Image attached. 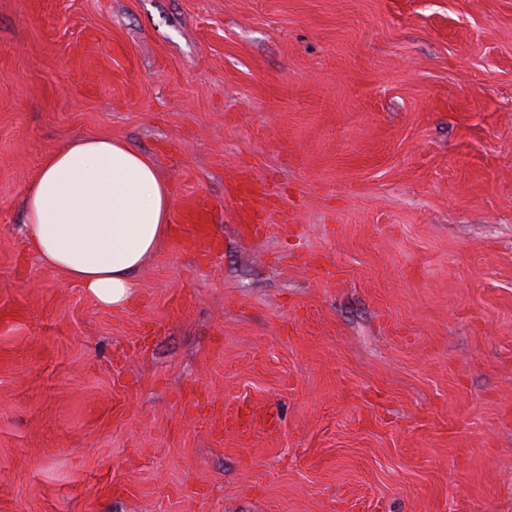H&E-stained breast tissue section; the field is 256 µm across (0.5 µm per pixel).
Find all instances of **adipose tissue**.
Returning <instances> with one entry per match:
<instances>
[{"label":"adipose tissue","mask_w":512,"mask_h":512,"mask_svg":"<svg viewBox=\"0 0 512 512\" xmlns=\"http://www.w3.org/2000/svg\"><path fill=\"white\" fill-rule=\"evenodd\" d=\"M24 206L32 250L114 310L132 305L136 273L171 229L170 190L151 159L109 138L48 157Z\"/></svg>","instance_id":"ef3b65f1"}]
</instances>
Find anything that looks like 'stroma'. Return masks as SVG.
Masks as SVG:
<instances>
[{"label":"stroma","mask_w":512,"mask_h":512,"mask_svg":"<svg viewBox=\"0 0 512 512\" xmlns=\"http://www.w3.org/2000/svg\"><path fill=\"white\" fill-rule=\"evenodd\" d=\"M81 137L221 254L42 262ZM0 512H512V0H0ZM255 185L253 178L246 177L234 189V197L238 201L236 216L239 224L253 223L263 209L265 194L258 192ZM179 214L180 222L172 225L171 241L174 247L192 240L206 244L210 252H219V244L211 237L210 224L214 221V208L205 198H182Z\"/></svg>","instance_id":"1"}]
</instances>
